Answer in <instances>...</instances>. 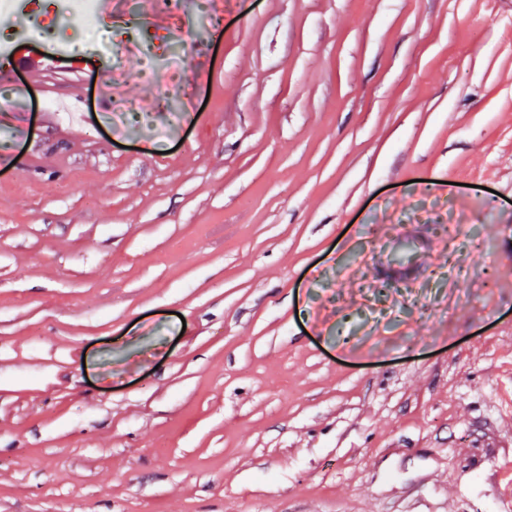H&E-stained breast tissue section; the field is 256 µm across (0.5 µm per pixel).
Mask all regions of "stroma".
Listing matches in <instances>:
<instances>
[{
  "mask_svg": "<svg viewBox=\"0 0 512 512\" xmlns=\"http://www.w3.org/2000/svg\"><path fill=\"white\" fill-rule=\"evenodd\" d=\"M153 16L0 48V512H512V0Z\"/></svg>",
  "mask_w": 512,
  "mask_h": 512,
  "instance_id": "1",
  "label": "stroma"
}]
</instances>
